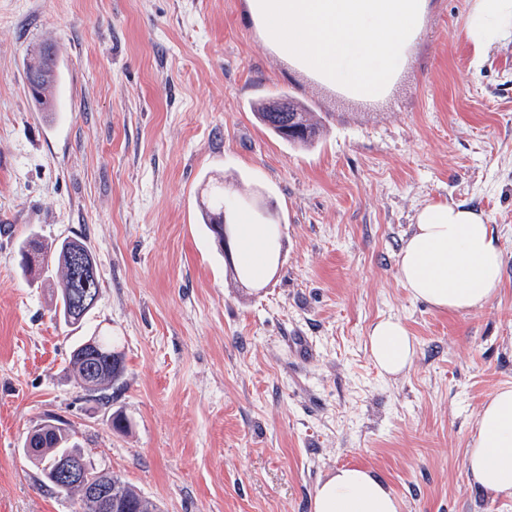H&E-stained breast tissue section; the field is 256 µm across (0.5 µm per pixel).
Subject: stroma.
Wrapping results in <instances>:
<instances>
[{
	"label": "stroma",
	"instance_id": "stroma-1",
	"mask_svg": "<svg viewBox=\"0 0 512 512\" xmlns=\"http://www.w3.org/2000/svg\"><path fill=\"white\" fill-rule=\"evenodd\" d=\"M470 6L431 0L391 93L363 102L288 65L244 0H0V512H75L22 451L54 415L162 512H311L319 482L354 464L402 512H512L464 464L483 403L512 386V40L476 57ZM44 41L52 112L25 80ZM280 93L318 112L312 146L254 118ZM219 179L227 208L277 230L262 284L203 220ZM438 200L482 210L503 250L499 292L465 314L398 277L417 210ZM31 231L90 247L100 292L81 326L54 314L56 267L23 275ZM387 316L416 348L397 377L366 349ZM97 330L126 366L104 404L68 365Z\"/></svg>",
	"mask_w": 512,
	"mask_h": 512
}]
</instances>
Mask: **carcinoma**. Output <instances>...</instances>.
Wrapping results in <instances>:
<instances>
[{"label":"carcinoma","instance_id":"carcinoma-1","mask_svg":"<svg viewBox=\"0 0 512 512\" xmlns=\"http://www.w3.org/2000/svg\"><path fill=\"white\" fill-rule=\"evenodd\" d=\"M34 66L43 68L44 78L37 88L30 91L32 99L45 112L55 109L53 90L60 79L57 70L56 55L46 57L43 47L34 50L26 62V69ZM288 101L293 108L291 112H270L268 101L263 100L255 107L258 122L271 134L290 145L307 146L313 144L321 135L322 124L315 113L303 103L293 100L286 94L278 96ZM212 206L204 209V223L208 224L219 248H224V183L213 186L210 191ZM87 252L89 248L80 237H65L59 241L53 252H48L39 235L29 232L18 242L20 268L24 274H32L34 268H43L45 261L51 258L60 271L57 286L55 313L67 325H81L89 310L82 307L83 298L89 294H99V281L89 280L83 276L74 263L73 255ZM69 363L78 386L85 392L89 401L109 400L107 391L119 384L125 373L123 354L112 343V337L101 333H92L87 339L78 343L70 352ZM69 423L61 419H49L39 424V434L35 438H26L23 443L24 455L41 468L42 483L56 494L78 496L77 512H102L89 500L81 483L71 481L60 486L52 481L49 472L61 459H79L89 465L94 461L84 449L70 443ZM94 474L102 479L112 480V512H159L158 505L143 496L119 476L105 470L97 469Z\"/></svg>","mask_w":512,"mask_h":512}]
</instances>
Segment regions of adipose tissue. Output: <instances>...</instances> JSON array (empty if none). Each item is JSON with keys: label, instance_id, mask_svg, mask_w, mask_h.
<instances>
[{"label": "adipose tissue", "instance_id": "ef3b65f1", "mask_svg": "<svg viewBox=\"0 0 512 512\" xmlns=\"http://www.w3.org/2000/svg\"><path fill=\"white\" fill-rule=\"evenodd\" d=\"M512 36V0H473L463 30L484 53ZM238 264L253 282L264 280L275 260L277 236L267 224L240 220ZM503 256L487 216L462 203L431 202L416 213L398 258V275L411 296L441 312L483 307L503 278ZM373 364L387 376L408 370L414 342L402 321H376L367 338ZM465 464L472 482L492 497H512V386L498 389L483 405L467 444ZM312 512H401L398 497L372 469L349 465L315 489Z\"/></svg>", "mask_w": 512, "mask_h": 512}]
</instances>
